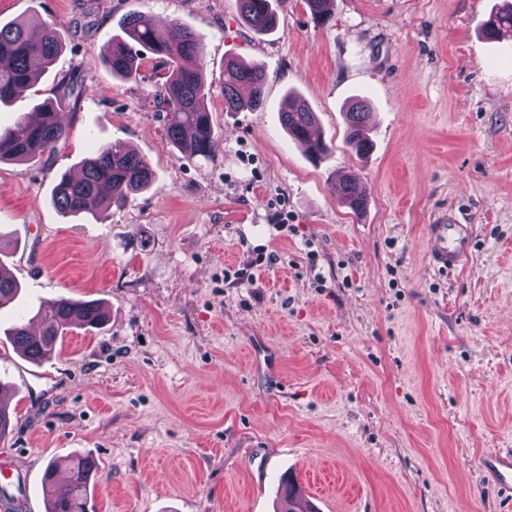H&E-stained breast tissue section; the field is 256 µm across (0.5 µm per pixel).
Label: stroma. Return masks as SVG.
Returning a JSON list of instances; mask_svg holds the SVG:
<instances>
[{
  "label": "stroma",
  "instance_id": "obj_1",
  "mask_svg": "<svg viewBox=\"0 0 512 512\" xmlns=\"http://www.w3.org/2000/svg\"><path fill=\"white\" fill-rule=\"evenodd\" d=\"M506 3L335 0L320 25L280 0L258 35L236 0H0L1 25L35 16L63 43L0 127L61 77L86 89L49 158L0 162V262L21 285L0 306V462L24 466L23 512H45L43 472L74 454L99 464L92 512H277L288 474L317 512H503L481 460L512 448V34H484ZM132 13L201 35L210 158L166 139L155 55L141 49L138 84L106 67ZM229 56L264 67L262 109L225 111ZM290 91L317 114L321 163L282 127ZM355 97L363 158L344 140ZM116 140L152 187L60 213L59 176ZM347 175L367 194L358 216L334 189ZM448 209L474 229L454 270L428 249ZM60 297L100 302L108 321L30 363L5 331Z\"/></svg>",
  "mask_w": 512,
  "mask_h": 512
}]
</instances>
